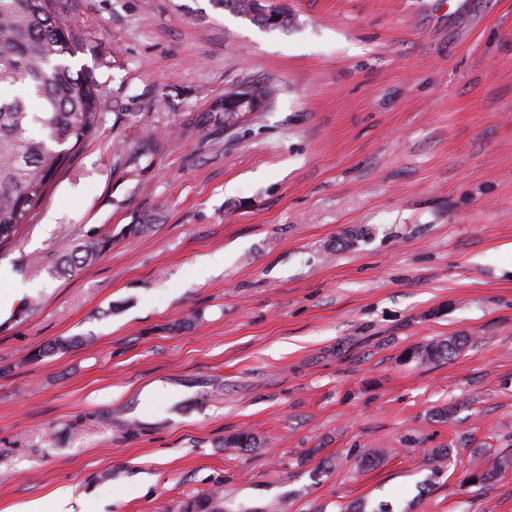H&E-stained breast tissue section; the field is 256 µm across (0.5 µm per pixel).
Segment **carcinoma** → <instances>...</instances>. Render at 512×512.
I'll return each instance as SVG.
<instances>
[{
  "label": "carcinoma",
  "instance_id": "cac0c4a2",
  "mask_svg": "<svg viewBox=\"0 0 512 512\" xmlns=\"http://www.w3.org/2000/svg\"><path fill=\"white\" fill-rule=\"evenodd\" d=\"M261 27L288 28V10L269 0H211ZM81 49L62 25L60 0H0V247L18 238L57 176L75 152L98 132L103 101L92 76L66 62ZM239 111L262 112L272 91L249 86ZM112 245L90 237L66 256L61 271H73ZM465 346L442 340L413 352L423 361L449 358Z\"/></svg>",
  "mask_w": 512,
  "mask_h": 512
}]
</instances>
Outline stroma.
Returning a JSON list of instances; mask_svg holds the SVG:
<instances>
[{"instance_id": "stroma-1", "label": "stroma", "mask_w": 512, "mask_h": 512, "mask_svg": "<svg viewBox=\"0 0 512 512\" xmlns=\"http://www.w3.org/2000/svg\"><path fill=\"white\" fill-rule=\"evenodd\" d=\"M273 2L62 0L103 122L0 248V512H512V0ZM215 9L228 10L249 18L261 27L288 28V10L275 9L267 0H211ZM250 89V100L239 107V111L263 112L271 103L272 91L269 88L258 85L247 86ZM112 245V240L108 236L89 237L83 243L79 244L74 250L75 253L65 256L61 262V271H73L80 264L92 261L107 252ZM82 254V255H79ZM465 344L466 342L460 339L442 340L435 344H431L422 350L416 349L412 354L414 358H418L421 361H428L437 358L448 359L459 349L465 346ZM17 512H74L71 506V493L59 489L49 496L24 504Z\"/></svg>"}]
</instances>
